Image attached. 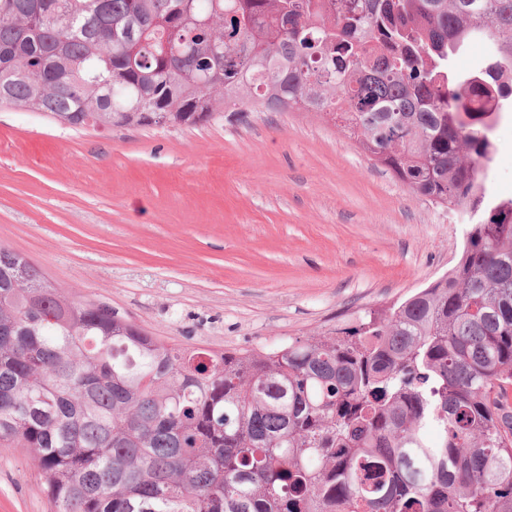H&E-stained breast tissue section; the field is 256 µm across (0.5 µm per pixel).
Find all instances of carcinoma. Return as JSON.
<instances>
[{"instance_id":"obj_1","label":"carcinoma","mask_w":512,"mask_h":512,"mask_svg":"<svg viewBox=\"0 0 512 512\" xmlns=\"http://www.w3.org/2000/svg\"><path fill=\"white\" fill-rule=\"evenodd\" d=\"M1 94L76 129L315 112L467 224L457 265L388 311L235 352L0 245V444L53 512H512V198L485 184L512 0H0Z\"/></svg>"}]
</instances>
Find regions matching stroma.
<instances>
[{"mask_svg": "<svg viewBox=\"0 0 512 512\" xmlns=\"http://www.w3.org/2000/svg\"><path fill=\"white\" fill-rule=\"evenodd\" d=\"M490 123L488 188L511 198L512 109ZM465 229L311 112L96 130L0 106V245L171 343L356 325L445 275ZM0 512H50L26 449L0 445Z\"/></svg>", "mask_w": 512, "mask_h": 512, "instance_id": "stroma-1", "label": "stroma"}]
</instances>
